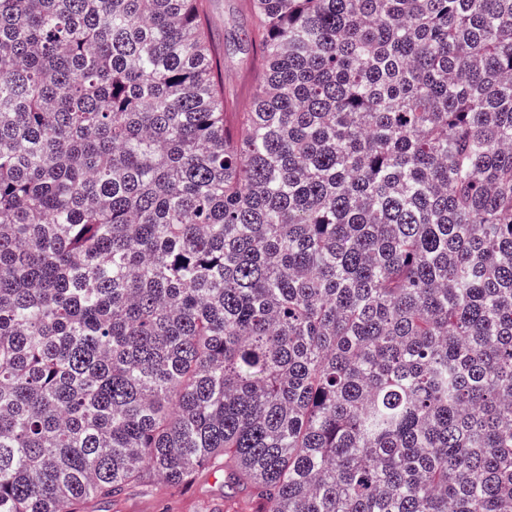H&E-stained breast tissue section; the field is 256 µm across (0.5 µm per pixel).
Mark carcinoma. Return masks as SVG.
Masks as SVG:
<instances>
[{
	"mask_svg": "<svg viewBox=\"0 0 512 512\" xmlns=\"http://www.w3.org/2000/svg\"><path fill=\"white\" fill-rule=\"evenodd\" d=\"M0 0V512H512V0ZM205 1L208 36L222 65L224 97L237 110L246 112L261 74L256 48L245 37L252 18L245 8V0ZM210 482V483H209ZM217 479L214 475L203 479L197 486L188 490L158 488L161 491L147 494L137 489L127 491L115 505L102 501L94 503L89 512H213L224 511V497L221 507H215L212 495Z\"/></svg>",
	"mask_w": 512,
	"mask_h": 512,
	"instance_id": "cac0c4a2",
	"label": "carcinoma"
}]
</instances>
